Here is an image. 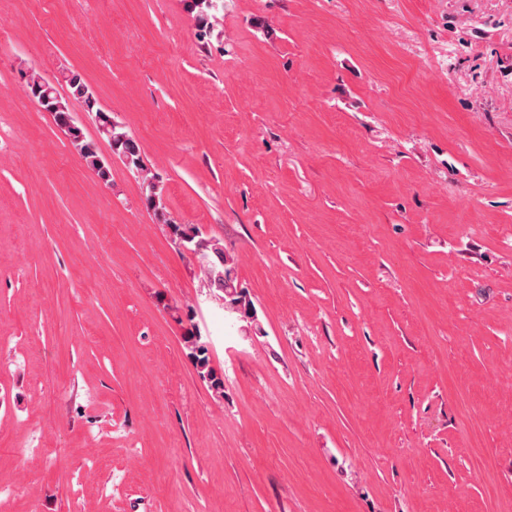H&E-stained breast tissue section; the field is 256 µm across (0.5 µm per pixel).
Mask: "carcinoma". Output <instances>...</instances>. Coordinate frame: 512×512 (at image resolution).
I'll use <instances>...</instances> for the list:
<instances>
[{"label":"carcinoma","mask_w":512,"mask_h":512,"mask_svg":"<svg viewBox=\"0 0 512 512\" xmlns=\"http://www.w3.org/2000/svg\"><path fill=\"white\" fill-rule=\"evenodd\" d=\"M190 8L197 11V21L200 29L208 27V11L218 7L219 0H189ZM64 81L69 92V99L78 103L84 111L95 114L99 125L106 133L112 152L117 155L128 168L143 170L141 164V149L138 141L129 135L123 128L112 121L109 113L103 111L96 97L88 91V86L80 74L70 72L65 75ZM28 95L35 100L41 109L51 113L56 124L66 131L70 142L81 159L97 175L103 183H108L111 177L110 167L101 157L95 142L88 140L81 128L73 121L70 108L66 99L58 92L47 90L43 78L31 72L25 75ZM147 207L159 222L169 226L176 240H188L199 248L205 263L202 271L208 287L222 293L224 306L232 309V315L247 321L256 320V310L247 292L237 288L234 277V266L231 258L224 249V243L216 237H204L199 229L186 224H176L167 218L165 207L160 195L152 192L151 187H146ZM183 348L186 355L192 361L197 374L204 381L212 395L217 398L224 397V378L217 374L210 365L209 349L202 336L190 331L183 336Z\"/></svg>","instance_id":"1"}]
</instances>
